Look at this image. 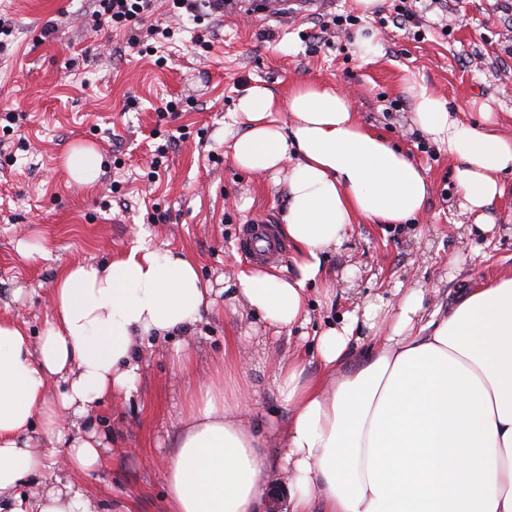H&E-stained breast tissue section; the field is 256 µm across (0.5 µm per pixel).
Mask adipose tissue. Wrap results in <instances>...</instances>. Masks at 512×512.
Masks as SVG:
<instances>
[{"label": "adipose tissue", "instance_id": "1", "mask_svg": "<svg viewBox=\"0 0 512 512\" xmlns=\"http://www.w3.org/2000/svg\"><path fill=\"white\" fill-rule=\"evenodd\" d=\"M415 123L456 161L463 208L483 223L512 174V138L490 105L471 123L426 85L411 86ZM233 162L285 186L282 230L298 274L239 271L228 300L274 331L308 323L309 283L332 296L323 261L353 224H402L430 196L425 172L363 124L334 86L301 83L280 100L255 86L224 121ZM215 303L183 253L139 242L100 264H71L56 278L36 343L0 320V496L48 467L32 426L66 448L76 473L99 467L105 438L92 414L134 387L139 338L192 330ZM422 295L403 299L389 336L351 371L349 315L316 338L322 369L273 358L288 409L277 465L248 407L244 359L225 353L177 421L165 473L169 512H264L273 472L287 477L291 512H512V271L460 293L440 321L422 322ZM57 393L48 390L49 380Z\"/></svg>", "mask_w": 512, "mask_h": 512}]
</instances>
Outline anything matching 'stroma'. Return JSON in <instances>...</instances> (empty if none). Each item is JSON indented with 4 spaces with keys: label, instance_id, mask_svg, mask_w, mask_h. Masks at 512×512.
Instances as JSON below:
<instances>
[{
    "label": "stroma",
    "instance_id": "35a3bbf8",
    "mask_svg": "<svg viewBox=\"0 0 512 512\" xmlns=\"http://www.w3.org/2000/svg\"><path fill=\"white\" fill-rule=\"evenodd\" d=\"M237 10L196 21L170 17L159 0L151 24L173 31L163 42L104 26L92 30V0H0V18L15 26L0 39V318L39 336L50 314L59 271L128 252L138 241L182 251L202 283L222 292L239 270L253 266L238 247L242 224L278 223L284 185L238 168L224 143V118L238 98L259 85L278 98L304 82H327L351 98L362 122L406 150L431 182L421 217L409 224L354 225L324 266L336 279L331 303L320 285L307 291L309 322L274 334L255 313L216 305L194 331L139 343L144 360L134 390L94 408L107 439L105 461L76 474L65 468L56 440L35 433L41 454L55 461L38 486L16 492L27 508L72 482L101 512H167L164 467L175 448L176 422L200 378L225 350L241 349L261 432L281 435L288 411L274 385L271 356L302 353L306 372L320 370L313 336L346 313L376 306L360 319L359 337L342 361L361 363L377 337L388 335L406 292L424 297V313L447 312L461 289L512 270V174L503 197L479 230L461 207L456 162L414 124L409 93L420 83L478 117L488 103L497 129L512 137V0H416L415 23L393 22L392 0L359 14L354 0H319L299 13L264 14L262 0H236ZM356 25H335L336 15ZM58 24L41 40L46 22ZM375 34L379 52L365 61L351 44ZM178 109L165 111L168 101ZM18 114L5 124V113ZM78 143L95 147L101 175L75 183L65 165ZM166 156L148 179L158 149ZM164 221H157V214ZM38 244L32 255L18 245ZM193 346L197 366L184 376L170 364L179 344Z\"/></svg>",
    "mask_w": 512,
    "mask_h": 512
}]
</instances>
